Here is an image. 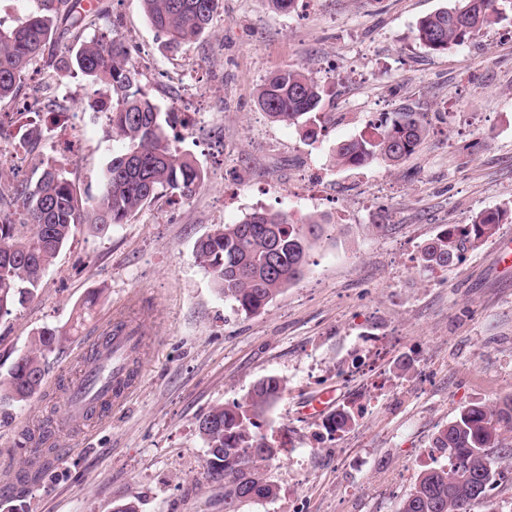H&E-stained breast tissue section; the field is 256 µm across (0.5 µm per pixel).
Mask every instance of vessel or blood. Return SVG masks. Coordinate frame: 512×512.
<instances>
[{
  "label": "vessel or blood",
  "mask_w": 512,
  "mask_h": 512,
  "mask_svg": "<svg viewBox=\"0 0 512 512\" xmlns=\"http://www.w3.org/2000/svg\"><path fill=\"white\" fill-rule=\"evenodd\" d=\"M145 341L142 328L127 322L112 336L91 343L93 362L68 387L66 415L70 421L103 415L124 402L136 384L128 375L130 361L143 351Z\"/></svg>",
  "instance_id": "b4317fda"
}]
</instances>
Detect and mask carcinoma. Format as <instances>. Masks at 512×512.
Here are the masks:
<instances>
[{
  "instance_id": "obj_1",
  "label": "carcinoma",
  "mask_w": 512,
  "mask_h": 512,
  "mask_svg": "<svg viewBox=\"0 0 512 512\" xmlns=\"http://www.w3.org/2000/svg\"><path fill=\"white\" fill-rule=\"evenodd\" d=\"M144 14L165 45L178 47L204 35L222 0H140ZM108 18L107 7L88 14L81 0H37V10L16 24L0 22V100L14 96L29 68L53 57L56 38L81 34ZM501 20L497 0H456L450 7L423 17L415 38L432 51H446ZM62 71L79 72L103 88L101 106L109 114L120 147L108 162L100 198L89 203L75 193L60 170L46 164L37 177L13 187L22 198L23 222L0 223V317L9 315L38 289L41 280L72 228L91 224L99 232L125 224L144 205L165 192L188 198L204 179L196 162L173 145L161 112L136 84L122 44L111 30H101L61 57ZM322 90L304 72L287 68L263 85L258 105L274 122L304 123L311 138L312 115L320 108ZM427 129L423 115L410 107L361 135L336 145V164L359 168L382 159L396 165L412 155ZM506 212L487 210L472 222L445 229L426 243L420 253L422 271L446 270L484 239L495 234ZM326 220L292 222L286 212L254 211L235 224H219L196 242L199 264L217 292L246 313H257L282 290L301 280L313 245L323 236ZM64 332L51 327L37 331L27 350L0 375V412L36 396L43 385L46 360ZM283 384L276 377L257 381L243 402L214 407L198 429L208 447L207 468L224 478V512H239L247 501L273 499L277 486L257 462L277 453L276 441L256 433L257 420L276 402ZM355 414L342 408L324 425L328 435L348 428ZM512 432V396L494 406L464 408L432 441V452L447 463L424 470L399 512H471L457 503L473 499L474 491L462 480L465 464L474 470L493 465L478 457L484 448L506 452L512 445L502 436Z\"/></svg>"
}]
</instances>
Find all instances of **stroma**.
<instances>
[{
    "instance_id": "35a3bbf8",
    "label": "stroma",
    "mask_w": 512,
    "mask_h": 512,
    "mask_svg": "<svg viewBox=\"0 0 512 512\" xmlns=\"http://www.w3.org/2000/svg\"><path fill=\"white\" fill-rule=\"evenodd\" d=\"M107 2L118 38L140 52L142 91L160 111H193L188 130L167 134L204 182L186 200L157 196L108 233L77 225L34 295L0 319L7 365L42 327L65 333L40 393L0 421V497L28 512H113L128 501L139 512H224L199 421L274 376L284 389L261 431L280 448L258 467L278 494L241 512H399L433 465L439 429L469 405L512 396V264L498 260L512 221L448 270L419 268L444 229L512 209V0H500L499 24L442 53L414 32L452 0H309L286 12L222 0L211 29L174 51L139 0ZM289 67L325 90L316 139L258 105L265 81ZM30 73L0 101V114L31 101L47 130L19 145L18 165L30 174L51 162L79 197L97 198L119 147L92 107L98 91L41 62ZM405 107L427 128L414 154L337 166V143ZM60 122L74 146L58 145ZM256 210L327 226L305 277L248 315L217 293L195 244ZM124 317L149 331L136 390L104 420L69 423L65 389L88 362L89 338ZM342 407L357 408L354 423L325 438L327 414ZM47 419L58 443L34 469L17 440ZM489 455L493 507L474 512H512V456Z\"/></svg>"
}]
</instances>
